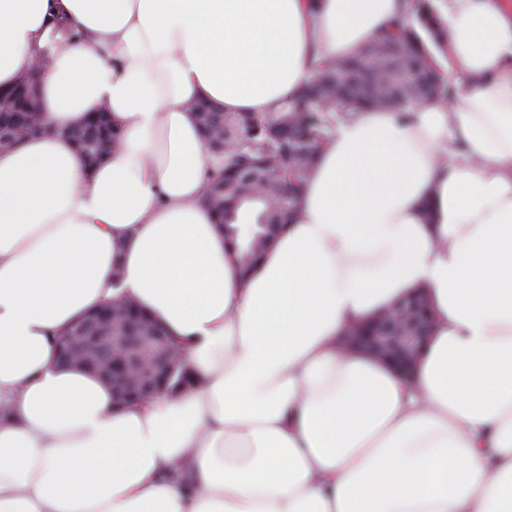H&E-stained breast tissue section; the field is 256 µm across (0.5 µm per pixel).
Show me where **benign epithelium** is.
<instances>
[{"label": "benign epithelium", "instance_id": "benign-epithelium-1", "mask_svg": "<svg viewBox=\"0 0 512 512\" xmlns=\"http://www.w3.org/2000/svg\"><path fill=\"white\" fill-rule=\"evenodd\" d=\"M127 318L132 327L126 335L113 338L106 334L112 326L111 308L106 307L90 316L81 324L79 331L62 341L61 357L68 364L97 367L118 396L130 394L145 400L159 390L168 357L159 354L156 370L148 371L143 369L135 352L148 340L161 348L165 345V337L139 335L135 324L145 319L142 313L130 311ZM433 326L430 307L426 306L422 296L415 294L381 311L377 323L349 328L342 343L348 351L364 354L393 366L404 375H411L417 368L418 358L430 339Z\"/></svg>", "mask_w": 512, "mask_h": 512}]
</instances>
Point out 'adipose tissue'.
<instances>
[{
  "instance_id": "ef3b65f1",
  "label": "adipose tissue",
  "mask_w": 512,
  "mask_h": 512,
  "mask_svg": "<svg viewBox=\"0 0 512 512\" xmlns=\"http://www.w3.org/2000/svg\"><path fill=\"white\" fill-rule=\"evenodd\" d=\"M409 7L0 0V91L41 67L47 123L0 151V512H512V0H440L456 99L344 118L249 278L200 204L192 102L285 111ZM102 106L122 142L89 172L66 133ZM421 286L412 377L343 351ZM118 294L199 387L121 409L59 363Z\"/></svg>"
}]
</instances>
